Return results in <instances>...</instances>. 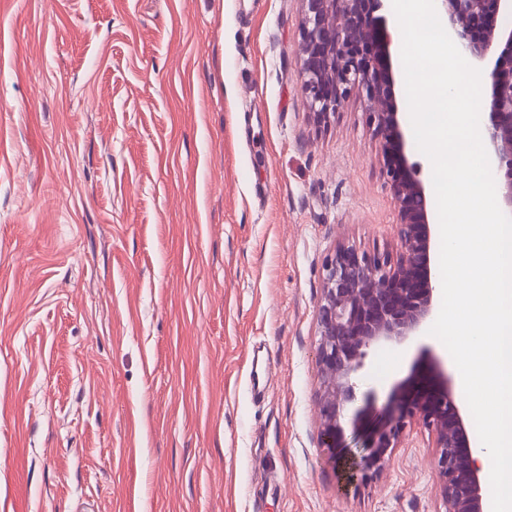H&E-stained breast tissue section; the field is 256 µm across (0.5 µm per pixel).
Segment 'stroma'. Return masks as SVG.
Masks as SVG:
<instances>
[{
    "instance_id": "35a3bbf8",
    "label": "stroma",
    "mask_w": 512,
    "mask_h": 512,
    "mask_svg": "<svg viewBox=\"0 0 512 512\" xmlns=\"http://www.w3.org/2000/svg\"><path fill=\"white\" fill-rule=\"evenodd\" d=\"M301 0H0V512H442L429 431L348 482L316 304L399 247L364 99L317 125ZM415 349L361 372L386 398Z\"/></svg>"
}]
</instances>
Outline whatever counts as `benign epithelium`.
Here are the masks:
<instances>
[{"instance_id": "7a95c632", "label": "benign epithelium", "mask_w": 512, "mask_h": 512, "mask_svg": "<svg viewBox=\"0 0 512 512\" xmlns=\"http://www.w3.org/2000/svg\"><path fill=\"white\" fill-rule=\"evenodd\" d=\"M298 83L319 123L335 116L356 91L368 103L381 139L385 173L399 205L396 258L358 253L339 243L324 266L316 306L320 336L316 368L321 447L347 478L368 481L390 464L407 426L422 423L433 437L444 512H484V474L468 444L467 407L457 399L442 361L429 356L423 374L395 382L381 406L376 391L356 406L369 352L417 342L433 314L437 246L430 189L407 154L395 99V64L387 0H301ZM442 24L489 84L484 146L498 184L499 204L512 215V29L497 20L512 0H439ZM351 430L359 447L346 441Z\"/></svg>"}]
</instances>
